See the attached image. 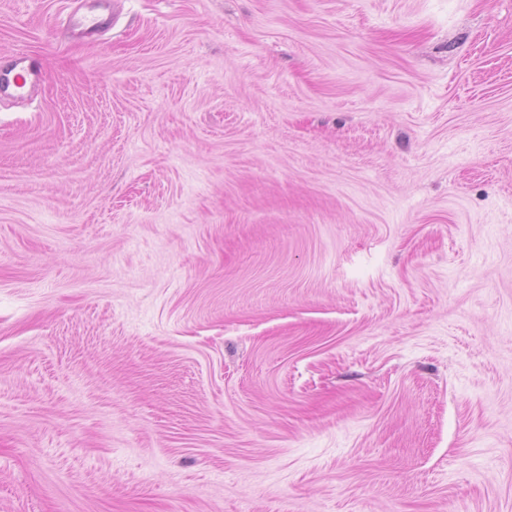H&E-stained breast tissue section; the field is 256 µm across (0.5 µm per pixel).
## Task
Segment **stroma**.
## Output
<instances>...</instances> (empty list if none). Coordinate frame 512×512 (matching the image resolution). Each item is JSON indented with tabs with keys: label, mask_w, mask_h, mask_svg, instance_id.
Wrapping results in <instances>:
<instances>
[{
	"label": "stroma",
	"mask_w": 512,
	"mask_h": 512,
	"mask_svg": "<svg viewBox=\"0 0 512 512\" xmlns=\"http://www.w3.org/2000/svg\"><path fill=\"white\" fill-rule=\"evenodd\" d=\"M0 0V512H512V0ZM100 26L98 17L84 16L79 9L69 15V33L74 37L85 38L97 32ZM42 79L41 67L23 52L13 55L6 68L0 67V91L16 99L27 97Z\"/></svg>",
	"instance_id": "obj_1"
}]
</instances>
